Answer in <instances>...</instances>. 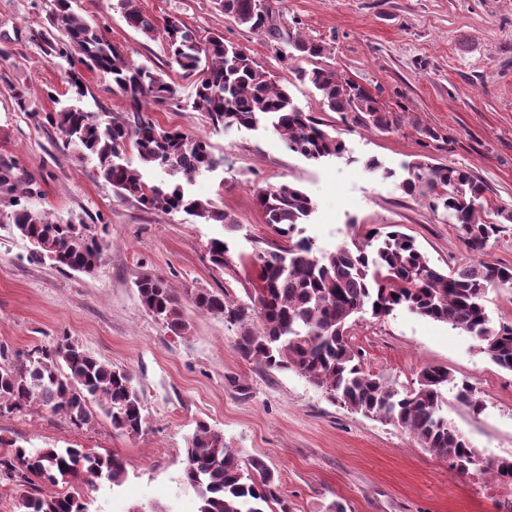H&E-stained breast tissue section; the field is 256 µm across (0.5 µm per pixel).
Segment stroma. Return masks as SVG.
<instances>
[{"label":"stroma","instance_id":"stroma-1","mask_svg":"<svg viewBox=\"0 0 512 512\" xmlns=\"http://www.w3.org/2000/svg\"><path fill=\"white\" fill-rule=\"evenodd\" d=\"M283 29L326 46L325 55L296 65L337 71L379 96L397 119L391 131H370L324 110L316 91L294 80L264 32L239 25L214 0H140L156 18L178 16L199 37L219 32L245 51L294 102L344 141L339 157L319 162L291 151L273 129L213 132L192 109V80L169 65L164 34L149 39L125 21L116 0H72L86 21L136 63L165 72L179 101L153 113L167 128L208 137L224 165L185 181V189L235 219L234 228L205 224L185 212L149 210L119 197L95 162L76 159L59 133L20 112L10 86L25 87L32 109L50 111L68 91L66 64L47 60L29 33L45 28L53 0H0V162L33 191L29 206L58 221H80L109 247L92 274L65 272L29 259L30 245L0 225V346L26 355L62 338L128 370L146 423L141 432L113 428L109 418L76 428L45 406L0 415V438L30 452L85 448L115 452L126 462L120 486L108 479L72 481L66 491L91 512H197L183 484L186 448L197 423H208L244 457H261L278 474L292 512H506L512 482L461 475L447 458L421 447L409 431L352 412L292 371L265 368L236 349L238 325L199 311L189 295L224 289L245 302L255 281L252 256L270 239L256 202L259 191L288 183L314 201L303 234L332 251L355 232L399 225L431 264L469 262L455 225L425 200L404 193L405 166L424 159L469 168L487 186L493 207L512 210V0H270ZM438 140L427 141L423 128ZM381 168L369 170L368 159ZM391 169L384 177L383 169ZM228 243L233 267L209 261L212 239ZM164 276L183 293L186 335H175L141 304L140 273ZM366 370L398 389L410 388L426 365L448 367L484 402L472 414L448 387L445 413L483 460H512V371L497 367L478 340L444 323L399 308L363 314L350 330Z\"/></svg>","mask_w":512,"mask_h":512}]
</instances>
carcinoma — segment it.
I'll return each instance as SVG.
<instances>
[{"label": "carcinoma", "instance_id": "cac0c4a2", "mask_svg": "<svg viewBox=\"0 0 512 512\" xmlns=\"http://www.w3.org/2000/svg\"><path fill=\"white\" fill-rule=\"evenodd\" d=\"M127 23L151 39L164 31L171 62L186 78H194L192 108L207 114L213 129H256L266 123L309 160L340 157L345 146L320 119L298 107L288 88L242 49L214 33L200 40L195 29L170 16L163 24L144 13L139 0H117ZM216 7L239 24L265 31L272 41L315 59L326 47L305 41L274 23L275 11L262 0H215ZM32 41L41 52L68 65L72 97L80 100L89 90L83 71L112 77L108 92L121 97L124 111L107 115L68 106L53 111L28 110L27 92L11 87L19 110L29 112L44 126L55 129L64 146L97 160L98 172L122 198L161 212L183 210L208 224L235 227V220L211 201L189 195L182 184H153L142 170L166 166L173 174L191 176L224 165L205 137L192 139L161 126L152 109L180 100L178 86L163 73L128 60L105 31L73 12L70 0H54L49 26ZM295 78L310 84L323 106L368 130L389 132L396 125L381 101L363 86L321 66L298 68ZM136 151L140 167L122 162ZM402 182L410 196L429 200L457 226L464 245L476 255L472 262L440 270L432 266L415 240L394 228L366 233L333 252H318L306 238H297L300 225L314 211L312 199L299 187L282 184L263 190L257 203L265 223L283 240L273 249L255 251L257 283L247 290L249 302L238 303L224 292L200 291L191 297L202 312L224 316L240 325L236 348L241 356L268 369L294 371L344 408L366 417L394 422L409 430L420 444L448 458L461 474H493L512 479V460H483L477 449L443 412V389L453 383L448 368L426 366L416 385L401 391L382 376L367 372L349 342L353 318L371 308L384 317L404 307L421 317L448 324L479 341L481 351L502 369L512 371V322H492L486 298L493 289H512V267L479 258L499 225L512 224V210L497 208L496 219L481 217L489 202L486 186L465 167L415 162ZM5 215V224L32 245L31 260L61 270L91 274L102 261L107 244L87 233V225L49 220L26 204ZM210 261L232 268L229 247L210 242ZM144 307L178 335L189 332L183 316L182 296L163 277L143 272L135 281ZM261 328L252 327L253 315ZM112 421V426L137 434L145 423L143 405L132 375L125 369L91 355L82 346L62 339L50 348L8 358L0 349V413L21 411L31 404L49 407L82 427L96 419L90 402ZM456 400L472 413L483 409L482 400L468 383L458 385ZM0 482L17 487L41 483L49 486L74 480L90 482L106 477L117 486L123 481L124 460L115 453L100 454L82 448H43L32 454L14 441H3ZM183 481L199 497L197 512H292L281 495L279 478L260 458L240 457L224 444V435L209 424L196 425L187 448ZM14 512H88L78 494L42 490L20 494Z\"/></svg>", "mask_w": 512, "mask_h": 512}]
</instances>
